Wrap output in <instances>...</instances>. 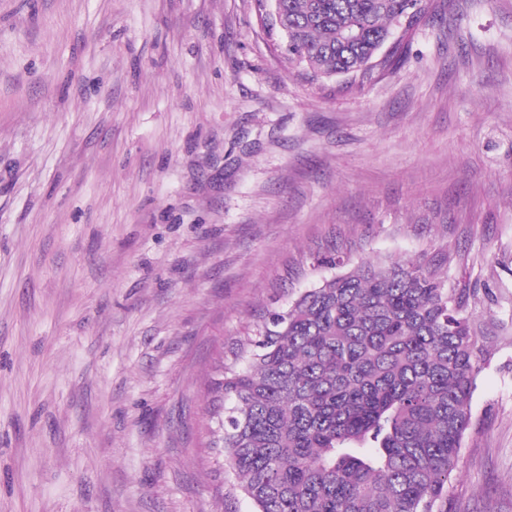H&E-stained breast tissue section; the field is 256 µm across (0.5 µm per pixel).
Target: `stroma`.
Listing matches in <instances>:
<instances>
[{
	"mask_svg": "<svg viewBox=\"0 0 512 512\" xmlns=\"http://www.w3.org/2000/svg\"><path fill=\"white\" fill-rule=\"evenodd\" d=\"M431 4L354 81L256 0H0V512H254L219 356L421 255L483 348L448 512H512V0Z\"/></svg>",
	"mask_w": 512,
	"mask_h": 512,
	"instance_id": "obj_1",
	"label": "stroma"
}]
</instances>
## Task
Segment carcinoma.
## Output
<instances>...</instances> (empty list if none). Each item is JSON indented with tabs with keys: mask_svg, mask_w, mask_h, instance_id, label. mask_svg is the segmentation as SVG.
<instances>
[{
	"mask_svg": "<svg viewBox=\"0 0 512 512\" xmlns=\"http://www.w3.org/2000/svg\"><path fill=\"white\" fill-rule=\"evenodd\" d=\"M287 63L365 77L430 0H268ZM480 354L433 261L326 279L217 369L213 447L255 512H448Z\"/></svg>",
	"mask_w": 512,
	"mask_h": 512,
	"instance_id": "carcinoma-1",
	"label": "carcinoma"
}]
</instances>
